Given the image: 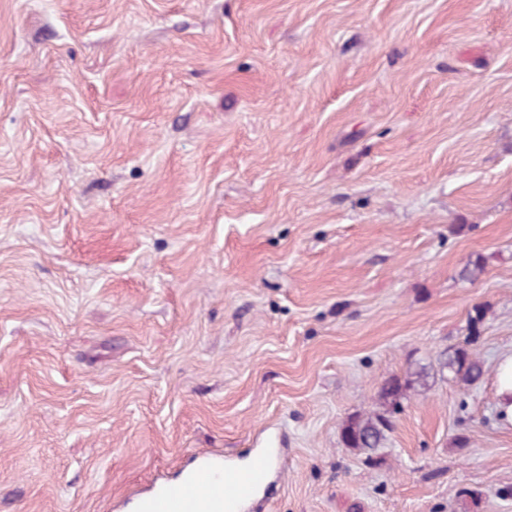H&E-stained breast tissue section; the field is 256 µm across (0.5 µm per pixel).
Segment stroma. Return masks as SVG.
Listing matches in <instances>:
<instances>
[{"label": "stroma", "instance_id": "35a3bbf8", "mask_svg": "<svg viewBox=\"0 0 512 512\" xmlns=\"http://www.w3.org/2000/svg\"><path fill=\"white\" fill-rule=\"evenodd\" d=\"M507 352L512 0H0V512L259 448L264 512H512ZM437 365L441 375H444L445 371H449L453 374L454 379H458L466 385L474 384L484 375L483 364L464 349L440 354L437 358ZM497 409L505 422L512 424V353L503 355L496 367ZM429 373L426 367L407 371L403 376H394L384 381L378 393L381 410L368 415L349 418L341 431L342 442L346 448L366 454H372L384 448L387 434L392 429V418L401 411V400L407 392L416 387L425 388Z\"/></svg>", "mask_w": 512, "mask_h": 512}]
</instances>
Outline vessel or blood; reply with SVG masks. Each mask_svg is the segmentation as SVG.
Listing matches in <instances>:
<instances>
[{
	"mask_svg": "<svg viewBox=\"0 0 512 512\" xmlns=\"http://www.w3.org/2000/svg\"><path fill=\"white\" fill-rule=\"evenodd\" d=\"M274 454V449H259L241 470L203 461L182 480L159 483L141 494L137 512H239L240 505L258 502L270 485Z\"/></svg>",
	"mask_w": 512,
	"mask_h": 512,
	"instance_id": "obj_1",
	"label": "vessel or blood"
}]
</instances>
